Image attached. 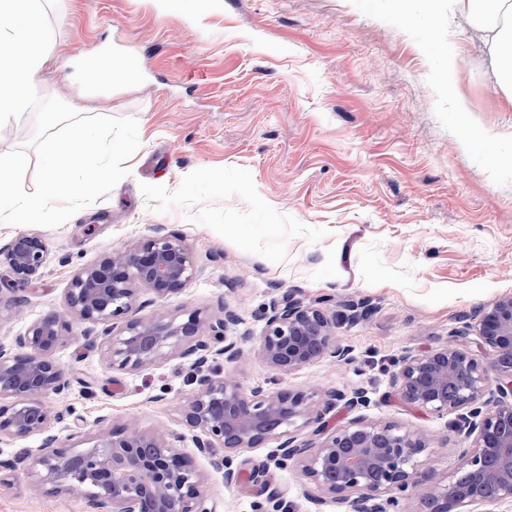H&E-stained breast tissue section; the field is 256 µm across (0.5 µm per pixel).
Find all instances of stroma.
Instances as JSON below:
<instances>
[{
	"label": "stroma",
	"mask_w": 512,
	"mask_h": 512,
	"mask_svg": "<svg viewBox=\"0 0 512 512\" xmlns=\"http://www.w3.org/2000/svg\"><path fill=\"white\" fill-rule=\"evenodd\" d=\"M387 0H43V49L52 61L36 85L78 111L132 117L140 147L128 176L54 227L0 223V244L34 233L48 257L15 302L0 294V341L64 308L74 274L104 255L157 234L182 236L200 275L161 300L170 315L208 319L234 310L241 355L225 369L246 387L308 395L295 436L318 421L353 417L424 435L420 469L451 481L463 443L449 417L411 409L391 373L407 350L445 344L464 317L512 293V167L470 134L496 135L512 153V103L490 72L476 20L428 14L402 26ZM450 38L457 66L423 49L426 29ZM118 52L132 84L86 97L74 75L88 58ZM451 70L454 95L440 84ZM293 294L328 299L344 364L320 361L288 375L256 353L265 306ZM364 319H345L348 305ZM92 323L72 319L53 354L70 389L47 395L45 433L0 441V459L57 447H88L101 422L184 435L183 450L206 479L210 512H346L310 501L314 485L276 442L229 455L241 480L225 486L196 454L183 417L193 390L187 362L171 357L136 371L112 369L90 348ZM364 389L366 407L328 410L324 394ZM80 438H72V431ZM263 466L262 482L250 479ZM0 512H86L83 495L56 496L28 470L0 478Z\"/></svg>",
	"instance_id": "stroma-1"
}]
</instances>
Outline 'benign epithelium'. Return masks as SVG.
Wrapping results in <instances>:
<instances>
[{
	"instance_id": "obj_1",
	"label": "benign epithelium",
	"mask_w": 512,
	"mask_h": 512,
	"mask_svg": "<svg viewBox=\"0 0 512 512\" xmlns=\"http://www.w3.org/2000/svg\"><path fill=\"white\" fill-rule=\"evenodd\" d=\"M12 281L36 279L47 262V247L38 235H20L0 246ZM199 275L192 253L176 233L143 238L81 268L67 289L62 315L52 312L31 323L13 342H0V440L42 433L51 420L44 403L49 394L68 390L70 380L53 359L65 316L103 325L101 335L84 336L90 346L107 347L116 370L135 371L177 356L186 359L195 384L184 408L186 423L201 431L194 447L224 484L238 483L226 453L258 448L277 440L276 457L302 466L317 491L347 506V512H387L397 504L391 492L421 497L425 512H509L512 509V294L499 297L474 315L462 332L495 357L486 368L458 346L408 350L395 363L391 385L404 403L439 416L455 414L451 427L472 441L460 449V466L446 485L422 478L418 458L427 449L419 433L394 425L353 419L327 432L325 424L312 437L290 435L297 419L308 415L304 394L289 389L244 387L234 376L214 368L219 358L235 361L238 342L230 337L237 315L208 321L197 311L187 320L157 310L149 319L114 320L137 306L175 295ZM155 298L139 301L141 287ZM258 355L282 377L325 359L350 360L349 349L336 343V312L325 301L305 303L292 295L275 298L265 308ZM343 403L350 410L369 403L364 390H332L325 407ZM180 433H155L134 425L104 426L88 448H59L47 438L32 458L0 460V472L34 469L53 495L80 492L95 512H209L204 478L189 464ZM224 449L219 454L217 449ZM385 502H379L380 498Z\"/></svg>"
}]
</instances>
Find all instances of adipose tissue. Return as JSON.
<instances>
[{"instance_id": "adipose-tissue-1", "label": "adipose tissue", "mask_w": 512, "mask_h": 512, "mask_svg": "<svg viewBox=\"0 0 512 512\" xmlns=\"http://www.w3.org/2000/svg\"><path fill=\"white\" fill-rule=\"evenodd\" d=\"M478 20L492 75L512 101V0H448ZM40 0H0V124L25 112L29 91L49 57Z\"/></svg>"}]
</instances>
